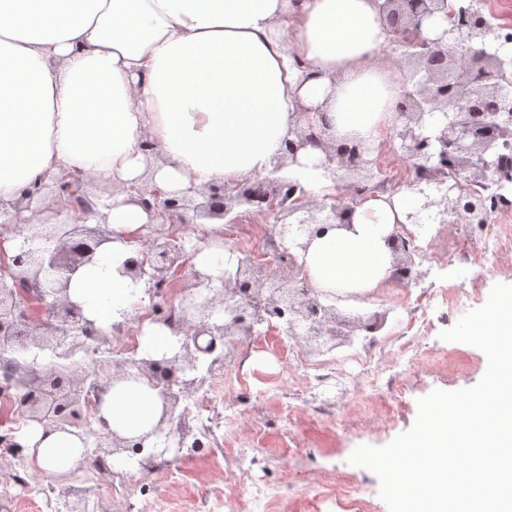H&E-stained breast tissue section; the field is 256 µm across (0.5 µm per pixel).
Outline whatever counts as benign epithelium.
Segmentation results:
<instances>
[{"label":"benign epithelium","mask_w":512,"mask_h":512,"mask_svg":"<svg viewBox=\"0 0 512 512\" xmlns=\"http://www.w3.org/2000/svg\"><path fill=\"white\" fill-rule=\"evenodd\" d=\"M383 10L388 20L400 23L404 38L399 44L404 55L423 64L418 79L400 92L398 150L416 172L409 187L418 204L407 219L416 224L420 214L427 212L438 224H454L461 216L469 224H486L491 210L484 198L469 193L468 188L483 185L496 171L497 161L512 159V135H504L505 130H512V102L505 100L504 94L507 83H512V65L492 49L501 39V27L487 19L475 3L450 9L448 0H385ZM445 10L448 19L461 15L467 21L451 24L446 43L421 37L422 22ZM484 99L496 100L497 106L484 113L482 129L472 131L469 115ZM434 112L444 113L445 120L431 132L428 118ZM297 137L298 141L289 142L290 155L306 144L322 145L321 134L307 120L298 127ZM361 150L358 144L325 147L322 168L334 184L343 182L347 174L372 171L371 160L354 162ZM287 166L286 158L281 157L268 171L258 208L254 207L252 186L239 183L213 188L209 198L221 197L222 205L211 202L207 210L193 215L188 212L186 192L170 195L147 183L135 188L137 203L151 224H194L207 218L234 224L235 209L242 206L258 215L273 214L280 223L279 238L286 242L282 250L290 259L291 274L275 288L266 287L255 261L236 247L227 252L238 259L237 273L224 277L221 287L212 286L210 275L192 269L193 283L186 287L180 302L181 317L169 324L179 336V350L168 361L146 362L151 375L170 364L180 371L178 391L162 392L172 410L180 394L199 389L202 363L220 344L227 355L238 337L254 336L262 325L268 334L304 336L322 346L334 340L344 326L333 308L319 303L313 290L299 286L294 273L301 266L294 252L306 250L310 239L326 229L344 226L346 208L336 205L334 195L325 196L317 207L309 206V194L301 185L284 192L282 172ZM464 173L467 177L460 178ZM83 181L79 171L63 174L43 183L38 194L26 195L23 202L14 205L15 223L22 225L24 242L44 240L46 244L35 250L19 248L11 256L16 271L7 279L0 277V362L9 360L16 350L34 348H49L67 357L84 345L83 337L93 331L66 296L70 276L94 254L89 243L109 240L79 228L91 215L98 223H107V215L98 211L100 202L83 191ZM50 193L55 201L69 206L64 222L31 224L22 217L25 210L41 208ZM149 247L158 261L150 267L134 261L128 274L149 289L173 284L187 266L184 251L161 236L151 239ZM18 383L27 389L26 417L52 426H78L84 388L76 389L71 381L56 378L44 385L22 379ZM106 440V445L97 444L104 454H124L130 459L138 456L144 464L166 455L176 459L188 446L204 447L197 438L187 444L183 422L159 430L150 448L112 433Z\"/></svg>","instance_id":"1"}]
</instances>
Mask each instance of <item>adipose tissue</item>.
Returning a JSON list of instances; mask_svg holds the SVG:
<instances>
[{"label":"adipose tissue","instance_id":"1","mask_svg":"<svg viewBox=\"0 0 512 512\" xmlns=\"http://www.w3.org/2000/svg\"><path fill=\"white\" fill-rule=\"evenodd\" d=\"M381 0H0V204L52 174L109 183L112 240L67 298L100 330L141 294L120 271L148 217L126 187L233 185L267 172L300 118L334 141L375 146L396 119L405 72L387 50ZM223 82H216V71ZM408 196L358 198L349 226L312 238L297 261L323 293L367 296L394 273L385 242ZM169 407L143 378L113 382L96 416L128 440ZM31 466L75 469L81 431L27 425Z\"/></svg>","mask_w":512,"mask_h":512}]
</instances>
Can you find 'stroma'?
<instances>
[{"mask_svg": "<svg viewBox=\"0 0 512 512\" xmlns=\"http://www.w3.org/2000/svg\"><path fill=\"white\" fill-rule=\"evenodd\" d=\"M426 230V240L438 251V258H402L403 264L416 269L418 290L445 287L465 292L477 281L481 288L473 304L478 307L494 284H512V252L501 254L481 271L460 255L440 251L445 239L459 235V225L430 224ZM359 310L377 315L382 322L378 335L384 344L366 362L352 360L368 343L367 333L361 330L336 337L329 351H318L304 339L297 342L310 367L339 378V385L307 388L301 371L277 351L276 337L254 339L251 352L234 350L225 364L229 377L236 380L231 397L247 406L248 412L239 423L225 425L222 436H207L202 451L183 452L166 470L157 466L123 469L125 487L121 490L115 488L113 478L83 466L65 473L43 472L46 486L64 492L67 512H138L146 501L162 512H182L185 506L204 503L219 488L237 482L241 469L246 468L263 477L270 488L268 496L247 501L246 512H312L309 494L313 488L332 490L341 484L371 489V512H388L377 495L376 476L349 464V456L357 446H382L408 430L416 418L418 398L432 390L454 391L477 384L487 359L476 347L440 339V332L457 320L440 303L424 312L430 323L427 334L412 339L401 332L409 307L394 298L391 288H379L356 304L338 305L337 315L348 319ZM116 338L113 331L100 332L95 359H87L79 349L65 360H38L22 369L21 375L29 380L53 367L77 380L89 376L109 383L140 373V356L113 358ZM408 344L416 347L417 355L406 363L402 351ZM372 382L380 394L376 400L366 397ZM398 384L406 389L404 402L390 415L383 400ZM18 464V458H0V512H42L39 492L14 483Z\"/></svg>", "mask_w": 512, "mask_h": 512, "instance_id": "obj_1", "label": "stroma"}]
</instances>
